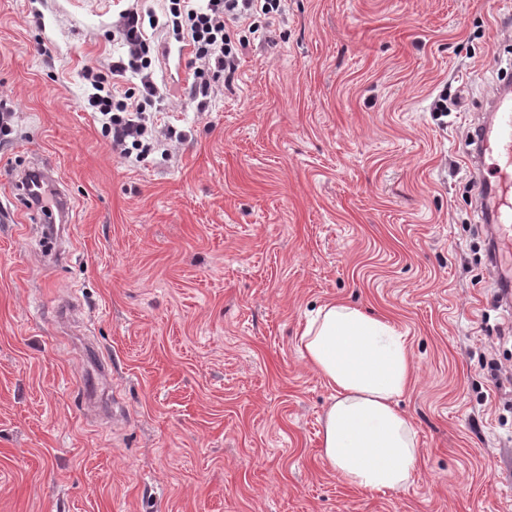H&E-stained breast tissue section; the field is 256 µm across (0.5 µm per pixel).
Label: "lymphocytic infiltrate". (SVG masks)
Here are the masks:
<instances>
[{
  "mask_svg": "<svg viewBox=\"0 0 512 512\" xmlns=\"http://www.w3.org/2000/svg\"><path fill=\"white\" fill-rule=\"evenodd\" d=\"M280 10L281 0H169L166 24L176 35L186 36L191 47V97H208L218 81L232 83L248 47L245 39L233 37L234 27L256 15L271 16ZM141 25L137 11L124 10L118 25L124 55L105 70L86 71L92 87L88 106L98 116L102 135L120 158L138 162L165 145L149 111L159 91L150 71L151 47ZM127 73L136 78V85L125 88L110 83V76Z\"/></svg>",
  "mask_w": 512,
  "mask_h": 512,
  "instance_id": "1",
  "label": "lymphocytic infiltrate"
}]
</instances>
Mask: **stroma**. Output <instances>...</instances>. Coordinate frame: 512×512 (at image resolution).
Returning <instances> with one entry per match:
<instances>
[{
  "instance_id": "35a3bbf8",
  "label": "stroma",
  "mask_w": 512,
  "mask_h": 512,
  "mask_svg": "<svg viewBox=\"0 0 512 512\" xmlns=\"http://www.w3.org/2000/svg\"><path fill=\"white\" fill-rule=\"evenodd\" d=\"M129 7L165 2L0 0V512H512V308L466 143L512 0H284L202 111L152 30L176 134L135 164L84 108ZM33 166L71 201L54 240L12 183ZM333 300L407 336L401 490L321 456L332 391L297 344Z\"/></svg>"
}]
</instances>
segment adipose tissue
Wrapping results in <instances>:
<instances>
[{"mask_svg": "<svg viewBox=\"0 0 512 512\" xmlns=\"http://www.w3.org/2000/svg\"><path fill=\"white\" fill-rule=\"evenodd\" d=\"M299 350L332 390L321 448L339 479L369 492L404 488L421 457L415 428L396 404L414 373L404 334L334 301L308 320Z\"/></svg>", "mask_w": 512, "mask_h": 512, "instance_id": "obj_1", "label": "adipose tissue"}]
</instances>
